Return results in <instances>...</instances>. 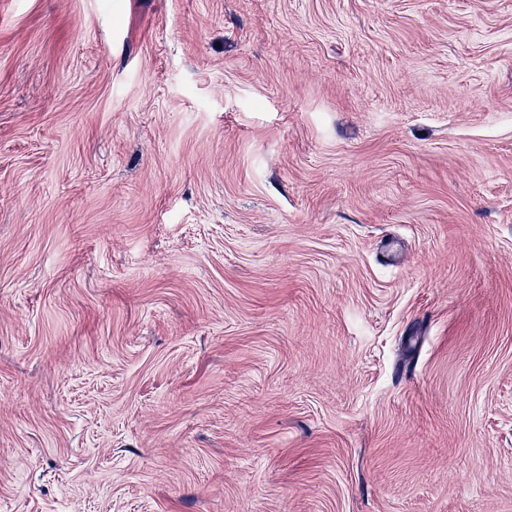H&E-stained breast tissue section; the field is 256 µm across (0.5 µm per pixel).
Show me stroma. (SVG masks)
<instances>
[{"instance_id":"1","label":"stroma","mask_w":512,"mask_h":512,"mask_svg":"<svg viewBox=\"0 0 512 512\" xmlns=\"http://www.w3.org/2000/svg\"><path fill=\"white\" fill-rule=\"evenodd\" d=\"M0 512H512V0H0Z\"/></svg>"}]
</instances>
